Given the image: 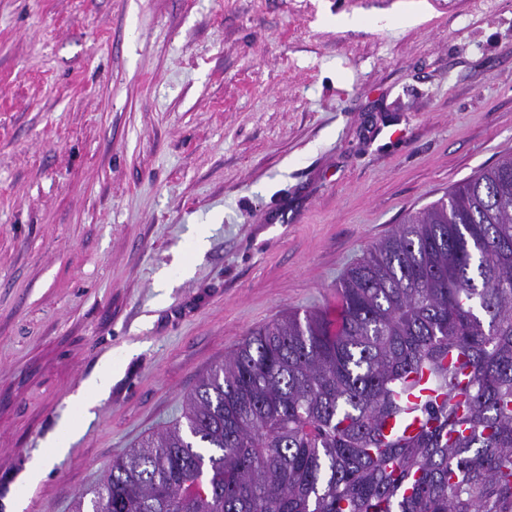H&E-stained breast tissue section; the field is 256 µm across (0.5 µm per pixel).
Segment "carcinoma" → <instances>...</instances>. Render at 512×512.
<instances>
[{
	"label": "carcinoma",
	"instance_id": "carcinoma-1",
	"mask_svg": "<svg viewBox=\"0 0 512 512\" xmlns=\"http://www.w3.org/2000/svg\"><path fill=\"white\" fill-rule=\"evenodd\" d=\"M200 378L90 512H512V153Z\"/></svg>",
	"mask_w": 512,
	"mask_h": 512
}]
</instances>
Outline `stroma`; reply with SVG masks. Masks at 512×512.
<instances>
[{
	"label": "stroma",
	"instance_id": "35a3bbf8",
	"mask_svg": "<svg viewBox=\"0 0 512 512\" xmlns=\"http://www.w3.org/2000/svg\"><path fill=\"white\" fill-rule=\"evenodd\" d=\"M403 2L0 0V512H73L250 331L333 310L368 245L512 153V0ZM115 374L112 361L107 360L93 377L81 384L72 399L77 400L83 407V416L89 417V410L108 396ZM84 417L69 419L62 423L60 431L61 437H54L49 440L46 447L48 448L39 458L33 460L28 469L23 475V479L31 488H35L39 482L44 478L46 471L51 465L64 458L68 454L67 439L69 437L77 436L84 425Z\"/></svg>",
	"mask_w": 512,
	"mask_h": 512
}]
</instances>
